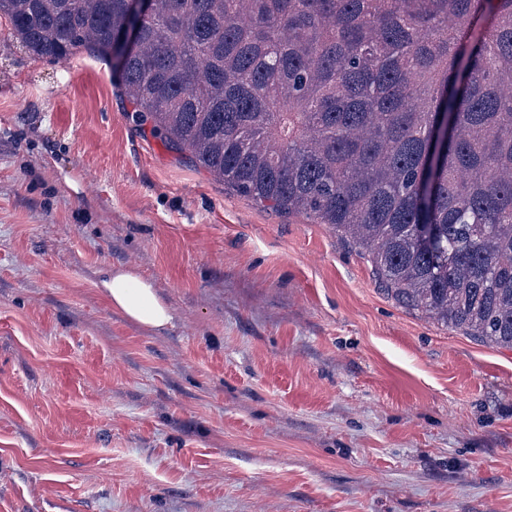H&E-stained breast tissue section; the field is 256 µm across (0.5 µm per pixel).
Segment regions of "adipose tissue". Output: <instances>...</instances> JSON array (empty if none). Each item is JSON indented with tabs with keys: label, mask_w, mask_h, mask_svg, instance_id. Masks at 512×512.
Instances as JSON below:
<instances>
[{
	"label": "adipose tissue",
	"mask_w": 512,
	"mask_h": 512,
	"mask_svg": "<svg viewBox=\"0 0 512 512\" xmlns=\"http://www.w3.org/2000/svg\"><path fill=\"white\" fill-rule=\"evenodd\" d=\"M97 286L115 312L142 328L160 332L172 322L169 305L136 268L105 266L98 272Z\"/></svg>",
	"instance_id": "ef3b65f1"
}]
</instances>
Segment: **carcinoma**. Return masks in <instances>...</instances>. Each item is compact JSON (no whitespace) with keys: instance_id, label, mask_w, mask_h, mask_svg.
<instances>
[{"instance_id":"1","label":"carcinoma","mask_w":512,"mask_h":512,"mask_svg":"<svg viewBox=\"0 0 512 512\" xmlns=\"http://www.w3.org/2000/svg\"><path fill=\"white\" fill-rule=\"evenodd\" d=\"M36 59L130 0H0ZM224 184L349 237L403 305L512 347V0H153L112 65Z\"/></svg>"}]
</instances>
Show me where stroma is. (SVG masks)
Masks as SVG:
<instances>
[{
    "label": "stroma",
    "mask_w": 512,
    "mask_h": 512,
    "mask_svg": "<svg viewBox=\"0 0 512 512\" xmlns=\"http://www.w3.org/2000/svg\"><path fill=\"white\" fill-rule=\"evenodd\" d=\"M0 18V512H512V348L224 186ZM173 320L108 306L106 265ZM97 286L126 320L153 332L163 331L173 316L153 281L130 266L108 265L98 271Z\"/></svg>",
    "instance_id": "obj_1"
}]
</instances>
